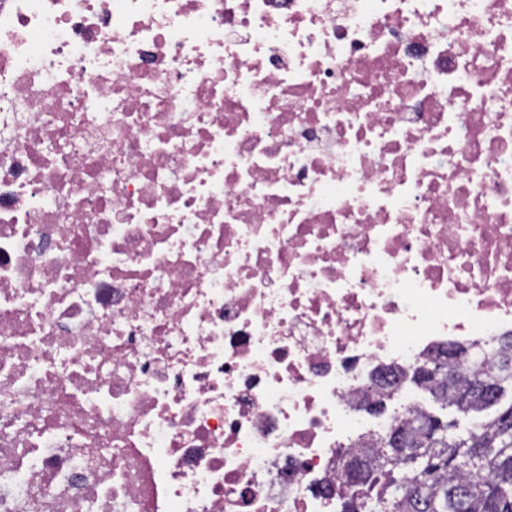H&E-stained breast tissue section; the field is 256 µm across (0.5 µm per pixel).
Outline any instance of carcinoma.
<instances>
[{
    "label": "carcinoma",
    "mask_w": 512,
    "mask_h": 512,
    "mask_svg": "<svg viewBox=\"0 0 512 512\" xmlns=\"http://www.w3.org/2000/svg\"><path fill=\"white\" fill-rule=\"evenodd\" d=\"M435 380V398L467 415L494 411L474 428L455 433L454 421L435 416L392 431L369 449L375 465L347 473L366 512H512V335L488 349L461 375Z\"/></svg>",
    "instance_id": "1"
}]
</instances>
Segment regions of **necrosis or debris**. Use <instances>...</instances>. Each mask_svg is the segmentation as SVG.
Wrapping results in <instances>:
<instances>
[{
    "label": "necrosis or debris",
    "mask_w": 512,
    "mask_h": 512,
    "mask_svg": "<svg viewBox=\"0 0 512 512\" xmlns=\"http://www.w3.org/2000/svg\"><path fill=\"white\" fill-rule=\"evenodd\" d=\"M512 333V0H0V512H344Z\"/></svg>",
    "instance_id": "necrosis-or-debris-1"
}]
</instances>
